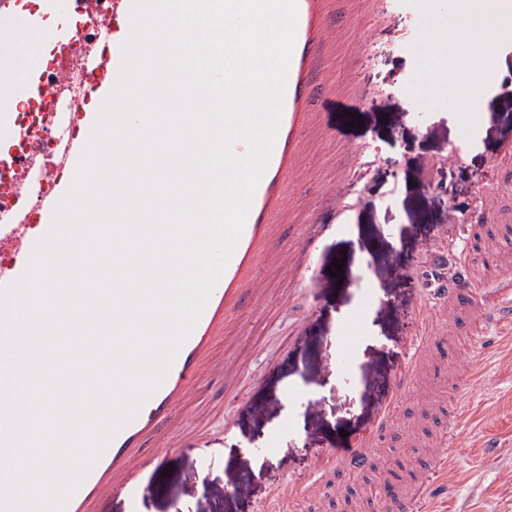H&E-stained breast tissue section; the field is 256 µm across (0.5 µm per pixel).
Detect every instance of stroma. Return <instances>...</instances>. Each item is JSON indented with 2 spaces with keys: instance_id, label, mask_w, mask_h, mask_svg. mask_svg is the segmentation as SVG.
<instances>
[{
  "instance_id": "stroma-1",
  "label": "stroma",
  "mask_w": 512,
  "mask_h": 512,
  "mask_svg": "<svg viewBox=\"0 0 512 512\" xmlns=\"http://www.w3.org/2000/svg\"><path fill=\"white\" fill-rule=\"evenodd\" d=\"M414 34L424 38L428 31L415 29L405 12L381 8L358 48L311 60L312 79L327 73L355 89L342 102L312 100V111L327 115L318 139L351 142L357 151L303 150L306 174L288 185L299 211L323 229L306 254L309 278L292 282L256 263L253 276L272 289L274 303L263 313L242 307L233 318L234 344L245 357L241 371L229 381L200 372L194 398L206 421L198 413L184 417L177 446L140 472L137 498L115 490L95 500V512H271L286 481L320 479L358 495L397 465L406 472L393 488L403 493L427 468L429 443L447 432L454 467L433 488L445 512H512V343L499 329L486 337L480 384L454 373L443 350L429 404L402 398V407L423 421L419 447L408 448L382 425L380 407L394 393V375L432 330L439 302L424 276L430 259L446 255L447 239L457 242L460 265L477 288L460 307L466 320L483 301L486 246L512 265V236L498 223L471 224L450 208L453 199L472 200L496 180L501 207L512 214V166L501 162L512 144V39L490 49L485 111L469 128L444 99L422 105L407 95L418 71L405 47ZM354 114L363 123L353 128ZM452 149L460 159L450 164ZM336 173L344 176L338 202L323 188L324 176ZM339 259L340 279L327 272ZM336 358L344 366L326 370L324 360ZM291 387L306 399L283 401ZM452 401L474 410L469 423L453 429ZM372 431L378 439L368 467L355 476L319 477L314 463L325 450ZM233 479L240 485L235 492L227 489Z\"/></svg>"
}]
</instances>
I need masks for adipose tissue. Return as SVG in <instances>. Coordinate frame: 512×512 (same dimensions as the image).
<instances>
[{
	"mask_svg": "<svg viewBox=\"0 0 512 512\" xmlns=\"http://www.w3.org/2000/svg\"><path fill=\"white\" fill-rule=\"evenodd\" d=\"M448 22L447 15L435 14L428 38L416 48L424 63V74L415 88V96L418 101L426 102L435 96L453 95L457 98L458 111L469 114L475 110V99L470 94L459 97L458 87L470 60L463 49L453 48L445 53L439 49L440 37ZM456 22L461 33H475L490 43L512 37V19L482 11L475 0H470L466 11L457 17Z\"/></svg>",
	"mask_w": 512,
	"mask_h": 512,
	"instance_id": "1",
	"label": "adipose tissue"
}]
</instances>
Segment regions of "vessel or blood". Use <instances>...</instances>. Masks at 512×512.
Segmentation results:
<instances>
[{
    "instance_id": "1",
    "label": "vessel or blood",
    "mask_w": 512,
    "mask_h": 512,
    "mask_svg": "<svg viewBox=\"0 0 512 512\" xmlns=\"http://www.w3.org/2000/svg\"><path fill=\"white\" fill-rule=\"evenodd\" d=\"M324 2L297 0L296 40L274 149L227 267L151 394L148 414L135 415L114 434L68 499L64 512H84L87 502L107 489L130 490L145 464L140 449L147 438L158 440L154 449L158 458L175 447L179 437L175 420L193 401L195 373L215 363L213 342L223 335L227 319L242 306L258 312L271 301L250 274L258 256L273 263L287 262L292 275H305L303 251L290 256L281 253L277 227L267 218L290 214L297 207L284 184L297 171L301 141L325 119L324 113L306 111L307 100L335 94L330 78H322L315 86L305 79L309 59L336 42L334 30L318 24ZM403 4L420 24L432 10L447 8L446 0H403ZM132 5L133 0H15L11 10L0 11V73L9 69L16 54L17 32L37 33L49 54L48 62L30 64L20 78L0 80V289L24 278L36 244L51 230L55 210L74 182L98 118L87 110L85 97L66 96L67 78L74 69H82L100 97L108 98L119 80L125 39L108 40L104 34L118 25L131 30ZM77 18L101 32L98 50L83 51L79 29L73 24ZM493 312V307H484L477 325L468 329L471 350L465 358L472 366H479L485 357L479 325ZM372 447L371 437H364L348 450H329L316 466L326 472L357 467ZM431 455V465L393 504V512H423L429 486L450 462L447 437L435 441Z\"/></svg>"
}]
</instances>
